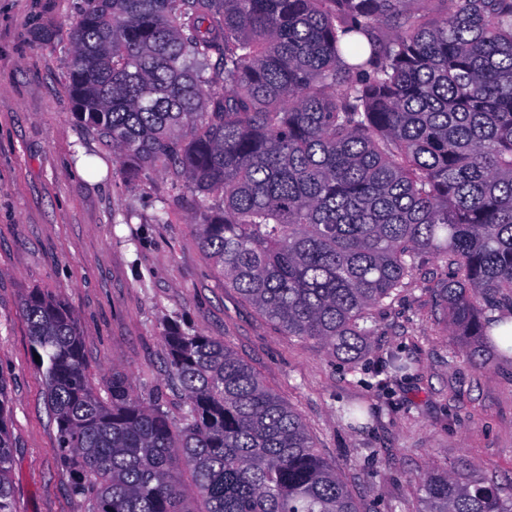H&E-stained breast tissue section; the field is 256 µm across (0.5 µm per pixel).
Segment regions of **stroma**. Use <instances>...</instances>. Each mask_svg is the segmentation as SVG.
<instances>
[{
    "label": "stroma",
    "mask_w": 512,
    "mask_h": 512,
    "mask_svg": "<svg viewBox=\"0 0 512 512\" xmlns=\"http://www.w3.org/2000/svg\"><path fill=\"white\" fill-rule=\"evenodd\" d=\"M84 5L0 0V374L17 512H85L54 453L57 424L21 311L33 288L58 295L76 317L96 385L122 365L136 393H159L174 419L183 399L167 382L165 326L223 339L299 411L360 512H418L420 475L463 458L512 492V359L494 352L485 367L467 362L464 340L437 310L445 264L425 257L376 310L375 334L354 363L269 322L225 287L168 174L128 178L76 120L68 56ZM389 350L417 369L381 390L372 371ZM351 402L368 411L355 427L340 415Z\"/></svg>",
    "instance_id": "stroma-1"
}]
</instances>
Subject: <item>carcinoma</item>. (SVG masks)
<instances>
[{
    "mask_svg": "<svg viewBox=\"0 0 512 512\" xmlns=\"http://www.w3.org/2000/svg\"><path fill=\"white\" fill-rule=\"evenodd\" d=\"M75 115L121 168L170 174L202 249L267 320L356 360L375 310L432 255L439 314L480 367L512 315V0H86ZM55 448L86 512H359L301 415L224 340L170 324L184 400L91 380L59 298L21 302ZM415 370L391 351L378 373ZM0 375V512H16ZM199 508L188 506L181 473ZM422 512H512L471 464L432 469Z\"/></svg>",
    "mask_w": 512,
    "mask_h": 512,
    "instance_id": "cac0c4a2",
    "label": "carcinoma"
}]
</instances>
